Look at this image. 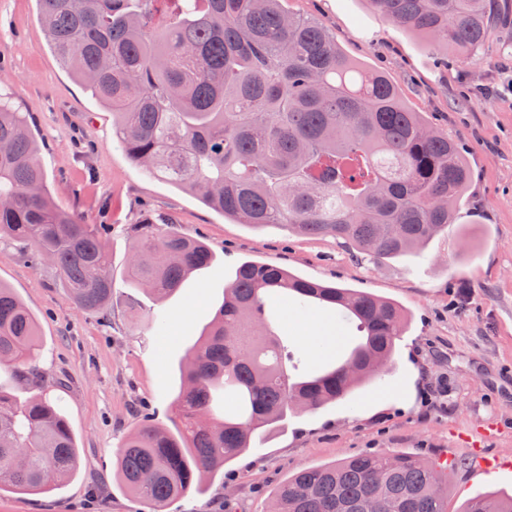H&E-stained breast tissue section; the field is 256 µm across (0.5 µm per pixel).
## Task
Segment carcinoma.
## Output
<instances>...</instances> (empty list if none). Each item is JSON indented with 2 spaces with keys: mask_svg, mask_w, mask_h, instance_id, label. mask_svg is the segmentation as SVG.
Wrapping results in <instances>:
<instances>
[{
  "mask_svg": "<svg viewBox=\"0 0 512 512\" xmlns=\"http://www.w3.org/2000/svg\"><path fill=\"white\" fill-rule=\"evenodd\" d=\"M58 60L116 116L129 160L195 193L210 208L255 228L288 227L331 237L373 260L422 255L452 223L470 169L456 142L432 132L397 83L362 69L316 20L285 0H38ZM396 26L445 51L483 45L495 0H369ZM105 224L58 208L20 112L0 102V237L49 256L79 307L108 316L111 256ZM204 243L143 218L128 281L157 299L175 294L210 265ZM317 305L355 323L359 335L326 358L312 345L310 370L273 330L267 300ZM406 320L389 300L245 261L224 302L180 366V426L145 423L129 435L116 469L140 500L163 505L239 458L252 433L290 413L346 397L380 371L350 378L363 353L392 359ZM36 319L0 284V370L37 384L28 364ZM224 416H213L218 393ZM78 449L57 406L43 395L17 404L0 390V493L50 492L77 469ZM446 467L418 456L363 453L288 478L275 512H448ZM465 512H512V497L478 496Z\"/></svg>",
  "mask_w": 512,
  "mask_h": 512,
  "instance_id": "obj_1",
  "label": "carcinoma"
}]
</instances>
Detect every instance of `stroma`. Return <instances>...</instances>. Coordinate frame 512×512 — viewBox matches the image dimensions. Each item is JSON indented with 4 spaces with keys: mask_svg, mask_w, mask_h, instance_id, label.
Instances as JSON below:
<instances>
[{
    "mask_svg": "<svg viewBox=\"0 0 512 512\" xmlns=\"http://www.w3.org/2000/svg\"><path fill=\"white\" fill-rule=\"evenodd\" d=\"M316 19L361 67L396 80L407 106L453 139L471 169L455 221L424 258L379 263L346 243L257 229L210 209L194 194L145 173L119 147L112 112L63 68L46 42L37 0H0V96L26 117L55 203L86 224L110 227L112 311L89 313L68 297L49 262L0 239V283L34 315L42 385L60 402L80 452L74 474L40 497L0 494V512H152L116 480L125 438L150 413L177 421L179 365L224 300L244 261L274 263L308 280L374 293L407 315L381 380L318 410L256 431L248 451L162 512H266L294 472L358 453L407 452L464 460L485 448L512 458V0L473 53L430 48L368 0H285ZM172 219L215 255L172 298L156 301L128 284L134 226ZM175 319L157 333L154 313ZM441 391L435 405L422 401ZM512 495V472L448 478V512L476 496Z\"/></svg>",
    "mask_w": 512,
    "mask_h": 512,
    "instance_id": "35a3bbf8",
    "label": "stroma"
}]
</instances>
